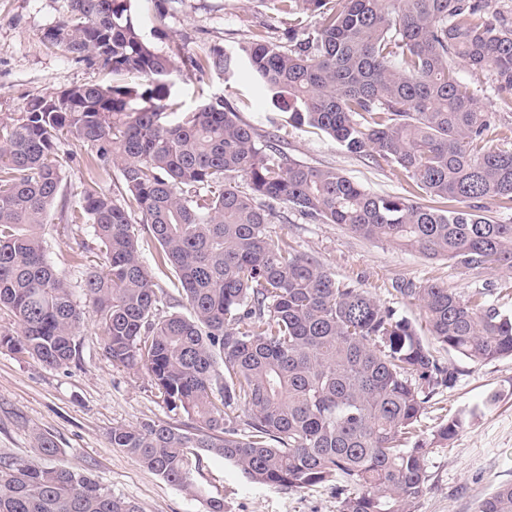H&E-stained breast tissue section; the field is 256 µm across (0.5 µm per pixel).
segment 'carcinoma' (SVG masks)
I'll return each instance as SVG.
<instances>
[{
  "mask_svg": "<svg viewBox=\"0 0 512 512\" xmlns=\"http://www.w3.org/2000/svg\"><path fill=\"white\" fill-rule=\"evenodd\" d=\"M68 2L47 41L141 82L73 86L0 118V309L17 324L0 343L49 366L77 354L82 312L46 257L42 227L62 189L57 141L83 139L95 147L93 166L121 171L109 190L86 184L71 212V222L93 225L103 260L87 273L84 295L102 316L112 361L145 369L167 408L193 422L190 430L116 426L112 447L184 487L199 448L270 487L334 482L339 512H411L429 481V455L476 412L418 428L437 390L456 380L426 337L474 362L512 356V315L440 284L403 288L423 312L419 327L272 236L273 213L255 198L368 241L512 275V224L480 205L512 208V152L484 147L497 113L456 69L462 61L490 71L508 100L512 26L491 19L486 0H270L288 18L279 45L189 53L175 43L160 53L139 33L136 0ZM306 16L315 18L311 30ZM178 59L202 74L248 67L292 125L396 165L437 205L373 195L271 140L261 145L220 102L163 122L179 109L171 92ZM136 219L191 316H158L170 296L140 260ZM239 406L242 420L233 415ZM0 512L139 509L76 469L32 459L0 465ZM477 512H512V483Z\"/></svg>",
  "mask_w": 512,
  "mask_h": 512,
  "instance_id": "1",
  "label": "carcinoma"
}]
</instances>
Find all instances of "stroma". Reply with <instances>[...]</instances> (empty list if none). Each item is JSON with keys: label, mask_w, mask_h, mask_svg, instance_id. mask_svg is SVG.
I'll list each match as a JSON object with an SVG mask.
<instances>
[{"label": "stroma", "mask_w": 512, "mask_h": 512, "mask_svg": "<svg viewBox=\"0 0 512 512\" xmlns=\"http://www.w3.org/2000/svg\"><path fill=\"white\" fill-rule=\"evenodd\" d=\"M67 9V0H0V116H19L35 96L112 83L107 69L77 60L45 41L46 30ZM160 9L165 12L161 22L156 19ZM134 18L144 38L161 51L174 41L192 51L213 45L236 48L258 38L277 44L286 27L268 0H164L159 7L153 0H138ZM457 72L481 105L500 118L486 147L512 150V108L494 91L490 73L472 71L462 62ZM174 91L183 111L203 101L224 102L254 127L259 142L274 140L291 159L335 170L371 194L431 202L398 167L375 164L322 132L288 124L246 70L217 76L184 65L175 75ZM58 149L70 162L63 170L61 194L48 210L44 238L49 262L66 277L83 311L74 337L78 352L69 364L48 367L0 347V459H31L37 454V436H46L58 449L45 457L46 466L81 469L106 491L135 502L140 512H209L214 498L223 500L224 512H338L339 499L330 485L270 487L204 452L191 472V487L184 488L113 447L110 434L116 426L154 421L187 429L191 422L166 408L145 370L113 364L101 340L99 315L81 290L98 251L92 226L69 223V212L86 182L95 180L107 188L119 181L120 171L91 167L93 148L83 140L64 138ZM270 229L288 237L336 279L354 282L412 322H421L422 312L397 292L403 282H438L464 298L484 289L490 304L512 312V295L491 289L500 274L431 259L389 242L367 241L344 226L323 224L280 206ZM431 350L440 364L456 371L457 382L435 395L434 407L421 418L422 427L431 428L443 413L474 408L478 414L449 447L430 454L429 481L412 512H477L496 487L512 483V358L478 363L436 344ZM492 392L500 393V402L482 409L483 399Z\"/></svg>", "instance_id": "1"}]
</instances>
